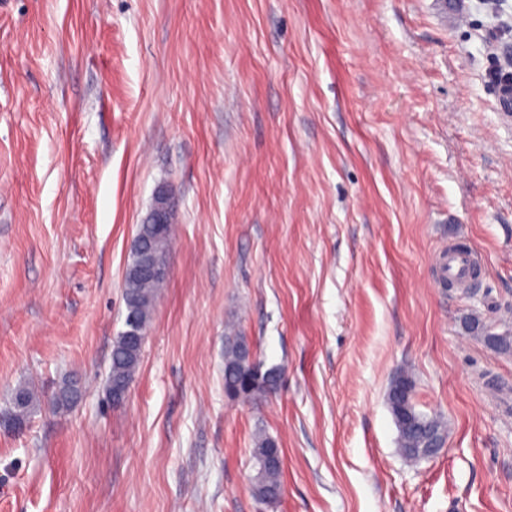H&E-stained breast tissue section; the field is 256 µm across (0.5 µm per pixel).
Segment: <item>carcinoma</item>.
I'll list each match as a JSON object with an SVG mask.
<instances>
[{"label": "carcinoma", "mask_w": 512, "mask_h": 512, "mask_svg": "<svg viewBox=\"0 0 512 512\" xmlns=\"http://www.w3.org/2000/svg\"><path fill=\"white\" fill-rule=\"evenodd\" d=\"M172 248V225L164 227L158 236V225H139L124 281L125 330L112 345L108 388H130L140 367L141 351L152 320L155 298L163 278L141 271L143 252H149L155 262L166 265ZM283 376L280 366L264 367L247 337L236 331L224 336V393L231 399L258 404L277 392ZM415 379L402 369L392 379L388 390V405L398 430L401 453L412 461L429 459L428 448L444 445L448 423L441 416L429 415L416 409ZM253 457L257 464L250 489L261 502H273L282 492V454L276 439L260 431L254 438Z\"/></svg>", "instance_id": "cac0c4a2"}]
</instances>
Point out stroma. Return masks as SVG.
Returning <instances> with one entry per match:
<instances>
[{
  "label": "stroma",
  "instance_id": "35a3bbf8",
  "mask_svg": "<svg viewBox=\"0 0 512 512\" xmlns=\"http://www.w3.org/2000/svg\"><path fill=\"white\" fill-rule=\"evenodd\" d=\"M512 0H0V512H512ZM168 277L109 402L123 273L159 187ZM462 242L470 288L438 262ZM284 368L224 393V331ZM412 371L448 423L413 462ZM79 399L54 412L64 380ZM283 490L253 497L257 431ZM415 379L411 372L401 369L392 379L388 390V405L398 430L401 453L412 461H420L442 448L448 437V423L440 415H429L416 409ZM433 444L441 447L427 452Z\"/></svg>",
  "mask_w": 512,
  "mask_h": 512
}]
</instances>
